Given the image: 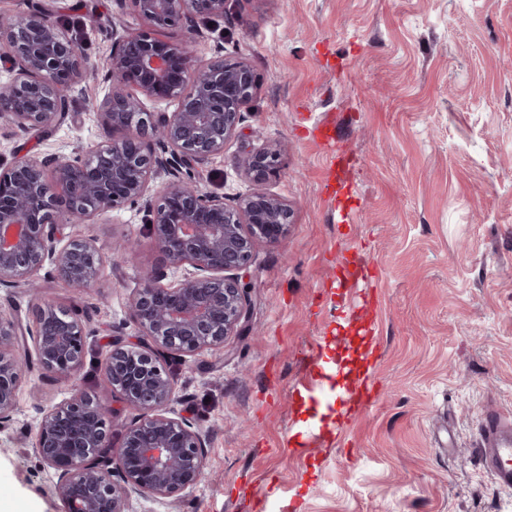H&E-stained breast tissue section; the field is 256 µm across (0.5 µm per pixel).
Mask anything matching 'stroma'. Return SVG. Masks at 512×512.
I'll return each instance as SVG.
<instances>
[{
  "label": "stroma",
  "instance_id": "stroma-1",
  "mask_svg": "<svg viewBox=\"0 0 512 512\" xmlns=\"http://www.w3.org/2000/svg\"><path fill=\"white\" fill-rule=\"evenodd\" d=\"M42 2L99 64L113 25L139 24L114 0ZM202 32L201 59H246L262 83L223 155L182 175L232 204L255 190L239 159L279 144L263 189L293 206L294 222L279 242H257L241 273L248 322L172 366L169 410L200 431L204 480L135 497L130 512H512V488L476 452L486 411L512 420V0H227ZM108 90L87 76L75 120L43 131L0 120V163L103 140ZM325 123L331 148L315 138ZM65 233L105 256L131 238L137 253L88 288L45 270L35 287L2 286L0 316L24 323L40 304L85 311L83 383L132 422L138 410L104 387L102 366L113 341H135L130 298L161 263L145 208ZM347 269L382 309L380 395L357 413L349 457L292 399L310 376L335 372L313 343L340 354L363 336L361 321H342ZM70 395V382L24 370L0 429L9 512H62L33 448L44 413Z\"/></svg>",
  "mask_w": 512,
  "mask_h": 512
}]
</instances>
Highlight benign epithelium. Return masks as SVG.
I'll return each instance as SVG.
<instances>
[{"label":"benign epithelium","mask_w":512,"mask_h":512,"mask_svg":"<svg viewBox=\"0 0 512 512\" xmlns=\"http://www.w3.org/2000/svg\"><path fill=\"white\" fill-rule=\"evenodd\" d=\"M145 28L115 34L105 80L112 90L100 108L105 140L73 158L48 154L0 165V286H31L49 266L74 287H89L104 265L91 238L60 237L62 223L85 224L157 192L150 222L163 266L192 272L162 284L148 273L136 289L129 318L138 346L113 345L104 382L141 411L113 441L116 412L86 389L42 418L34 449L54 470V494L64 512H128L134 495L174 496L205 476L204 441L194 424L169 415L174 379L165 359L222 346L250 316V297L237 272L246 269L259 240L279 242L292 223L284 200L255 192L236 205L179 177L190 163L224 153L243 108L257 94L260 77L245 61L203 62L197 54V20L224 16L226 0H117ZM183 38L171 43L167 30ZM0 43L13 77L0 83V120L22 130L64 122L77 86L98 64L66 36L48 10L0 9ZM136 87L148 98L175 101L171 114L143 111ZM120 130L123 136L113 138ZM274 146L241 157L239 168L260 184L279 164ZM167 180L156 184L161 177ZM24 325L0 317V428L12 419L16 391L27 362L19 342L34 341L37 364L58 379L73 380L87 351L84 323L67 307L43 304Z\"/></svg>","instance_id":"7a95c632"}]
</instances>
